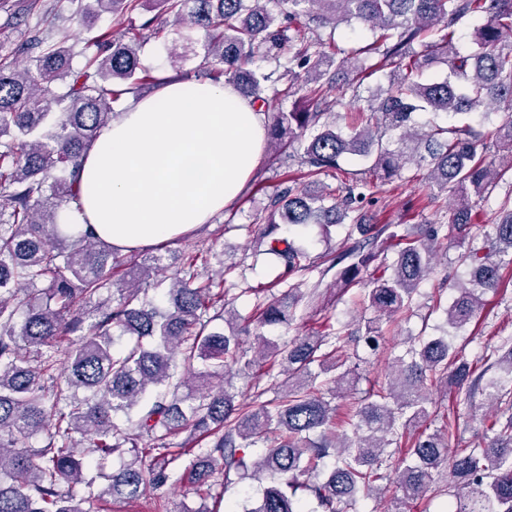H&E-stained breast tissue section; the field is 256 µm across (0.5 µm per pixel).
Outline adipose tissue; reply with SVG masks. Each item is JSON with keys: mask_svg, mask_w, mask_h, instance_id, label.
Returning <instances> with one entry per match:
<instances>
[{"mask_svg": "<svg viewBox=\"0 0 512 512\" xmlns=\"http://www.w3.org/2000/svg\"><path fill=\"white\" fill-rule=\"evenodd\" d=\"M265 122L233 86L175 80L105 127L79 173L81 208L61 223L126 248L208 223L258 168Z\"/></svg>", "mask_w": 512, "mask_h": 512, "instance_id": "ef3b65f1", "label": "adipose tissue"}]
</instances>
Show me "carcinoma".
<instances>
[{
	"label": "carcinoma",
	"instance_id": "carcinoma-1",
	"mask_svg": "<svg viewBox=\"0 0 512 512\" xmlns=\"http://www.w3.org/2000/svg\"><path fill=\"white\" fill-rule=\"evenodd\" d=\"M94 2L98 14L124 15L141 6L140 0ZM161 2L177 27L158 25L151 36L169 44L172 54L192 43L191 32H204L201 76L235 86L269 113L267 141L295 147L308 176L328 175L354 156L372 160L370 170L388 179L409 162H424L430 189L452 211L449 225L400 229L365 223V181L336 195L286 189L266 216L255 218L264 253L281 269L271 287L260 289L257 325L292 321L299 303L315 293L301 291L313 262L278 235L279 225L348 223L360 238L328 266L342 288L375 260L380 242L398 246L395 261L378 267L362 294L376 316L358 320L356 342L379 349L381 322H396L413 309L449 237L463 248L458 262L469 280L456 286L446 323L465 328L481 309L482 295L502 280V264L493 256L512 252V120L492 132L502 154L489 162L477 155L490 111L512 106V0H283L286 24L261 0ZM466 17L479 24L472 49L462 54L458 24ZM354 22L373 40L343 49L334 34ZM321 28L330 29L328 38L318 34ZM89 43L97 52L81 66L73 64L76 52L64 32L54 39L35 32L26 65L0 55V512H89V498L136 500L149 489L159 491L189 452L171 442L179 432L204 441L186 468L199 494L211 490L218 471L278 477L280 483L264 488L242 512H304L305 498L316 501L318 512H344L358 494L369 496L378 482L390 480L387 460L394 452L387 448L405 437L392 512H413L444 465L458 487L452 512H512V338L469 363L444 336L410 337L387 382H369L348 413L352 434L340 433L333 401L362 379L341 355L348 340L342 331L329 325L282 346L264 340L251 355L240 342L250 321L227 308L224 276L204 274V252H183L166 306L158 307L141 296V284L160 268L139 266L131 279L117 280L113 271L126 259L122 249L59 223L61 211L80 204L77 171L112 121V103L156 81L141 64V35L127 40L105 31ZM271 58L283 69L282 79L306 69L316 97L340 73L392 71L376 104L360 111V125L345 133L323 110L270 113L264 83L272 77L265 69ZM440 62L448 64V77L420 80L424 67ZM482 107L475 125L425 130L411 124L417 112L471 114ZM387 131L399 132L398 148L383 146ZM500 181L510 190L484 245H466L472 198H484ZM39 282L45 287H36ZM220 303L224 330L213 331L216 316L209 312ZM118 336L134 342L118 348ZM261 359L282 376L275 398L246 409L227 388L212 385L227 373L253 376ZM450 378L468 394L480 391L504 405L487 428V446L450 454L456 424L422 430L436 412L428 387ZM37 435L42 445L35 448L28 440ZM242 448L261 449L258 460L247 465ZM89 469L95 475L87 479ZM81 484L85 496L75 491Z\"/></svg>",
	"mask_w": 512,
	"mask_h": 512
}]
</instances>
